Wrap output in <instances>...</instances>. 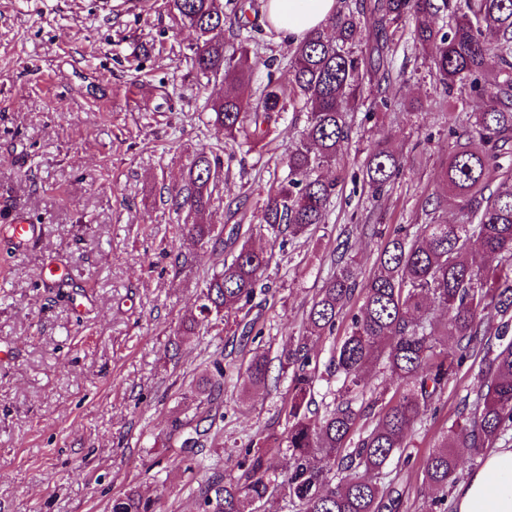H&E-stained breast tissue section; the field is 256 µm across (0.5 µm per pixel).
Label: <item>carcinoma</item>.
<instances>
[{
	"label": "carcinoma",
	"mask_w": 512,
	"mask_h": 512,
	"mask_svg": "<svg viewBox=\"0 0 512 512\" xmlns=\"http://www.w3.org/2000/svg\"><path fill=\"white\" fill-rule=\"evenodd\" d=\"M173 8L197 33L193 66L203 76H222L242 86L255 62L250 36L227 51L221 0H171ZM445 19L437 26L435 19ZM414 23L416 48L445 93L458 85L485 97L478 112L454 123V150L442 167L445 197L459 214L455 224L436 216L411 236L403 228L378 253L376 270L366 288L358 289L357 269L339 256L335 270L313 300L302 335L290 340L279 358L289 380L285 410V466L275 474L268 465L269 449L249 443L240 474L228 483L215 475L195 491L196 512H264L284 496L298 512H394L396 501L357 469L382 470L404 447L407 432L470 357L481 355L480 385L465 422L447 430L429 454L425 477L442 502L456 480V449L478 454L493 447L512 427V0H357L340 7L329 19L332 35L315 31L288 52L289 92L268 80L260 101L244 108L236 94L212 105V124L234 145L241 133L250 141L267 138L277 118L287 111L306 113L301 139L288 150L287 176L267 194L261 222L237 227L236 235L264 230L303 237L325 223L336 184L316 171L336 161L352 132L349 116L364 104L363 82L391 78L385 45L387 29ZM371 24L374 41L362 38ZM494 73L493 92L481 81ZM401 157L383 141L373 143L363 165V181L377 197L395 180ZM221 160L202 152L189 169L185 184L171 196L175 211H201L210 204L219 179ZM183 235L195 245L214 238L213 224H185ZM479 243L485 261L470 251ZM271 261L267 251L246 242L203 280L196 311L183 321L181 334L199 327L223 333L224 322L245 309L262 289ZM359 312L324 369H319L311 342L331 335L355 296ZM437 307L448 312L441 324L430 315ZM455 346L448 347V339ZM383 363L395 390L387 388L365 398L366 372ZM342 377L337 401L324 414L311 409L316 383ZM248 389L269 388V360L256 354L246 369ZM224 367L219 361L198 381L201 396L195 436L180 443V454L193 451L216 424L212 397L221 388ZM381 406L372 428L359 433L370 409ZM344 476L336 478V470ZM112 512H163V506L129 488L112 499Z\"/></svg>",
	"instance_id": "carcinoma-1"
}]
</instances>
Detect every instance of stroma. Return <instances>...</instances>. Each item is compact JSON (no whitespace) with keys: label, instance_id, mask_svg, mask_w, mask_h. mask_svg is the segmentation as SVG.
<instances>
[{"label":"stroma","instance_id":"stroma-1","mask_svg":"<svg viewBox=\"0 0 512 512\" xmlns=\"http://www.w3.org/2000/svg\"><path fill=\"white\" fill-rule=\"evenodd\" d=\"M387 35L388 107L370 119L356 112L335 164L320 168L337 183L324 224L284 246L253 236L272 254L269 293L222 336L202 329L175 350L168 341L194 310L203 275L236 250L194 246L179 224L259 222L306 117L279 120L272 136L222 167L208 210L177 214L169 189L199 151L224 146L208 118L229 87L196 75L194 30L168 0H0V512H111L113 497L131 487L161 499L166 512H194V489L218 472L236 477L250 440L285 437L288 382L251 392L249 361L266 354L278 372L334 258L352 259L367 285L394 231L430 222L455 146L448 116L483 105L466 90L444 94L410 25ZM251 49L259 65L243 93L248 104L268 80L288 83L286 39L265 26ZM380 138L402 154L403 168L375 201L359 174ZM20 216L40 227L24 251L4 231ZM366 224L377 235L363 233ZM47 261L61 285L40 280ZM249 318L263 336L246 344ZM215 358L226 370L224 419L187 470L163 442L189 432L196 381ZM479 368L474 358L462 366L409 431L401 457L377 475L397 512H454L456 484L434 504L424 466L472 402Z\"/></svg>","mask_w":512,"mask_h":512}]
</instances>
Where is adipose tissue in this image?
Wrapping results in <instances>:
<instances>
[{
    "label": "adipose tissue",
    "mask_w": 512,
    "mask_h": 512,
    "mask_svg": "<svg viewBox=\"0 0 512 512\" xmlns=\"http://www.w3.org/2000/svg\"><path fill=\"white\" fill-rule=\"evenodd\" d=\"M337 0H266L271 26L285 39L302 40L325 28ZM455 512H512V448L488 454L480 470L463 482L456 494Z\"/></svg>",
    "instance_id": "1"
}]
</instances>
